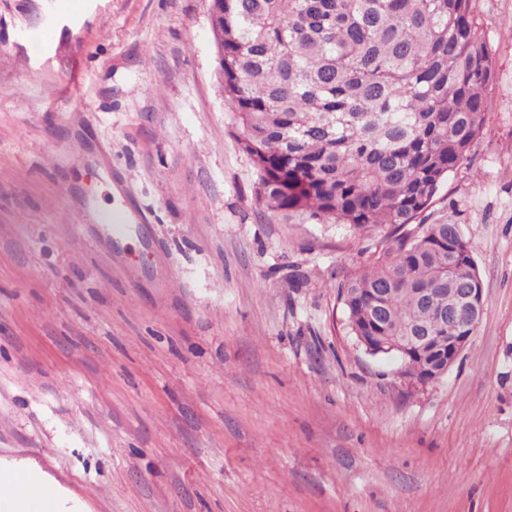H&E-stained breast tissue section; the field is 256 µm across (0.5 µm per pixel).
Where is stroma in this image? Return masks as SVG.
<instances>
[{"mask_svg": "<svg viewBox=\"0 0 512 512\" xmlns=\"http://www.w3.org/2000/svg\"><path fill=\"white\" fill-rule=\"evenodd\" d=\"M471 9L485 123L422 219L485 311L420 385L337 299L389 226L257 202L209 0H0V459L87 512H512V0Z\"/></svg>", "mask_w": 512, "mask_h": 512, "instance_id": "35a3bbf8", "label": "stroma"}]
</instances>
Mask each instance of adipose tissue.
<instances>
[{"instance_id": "ef3b65f1", "label": "adipose tissue", "mask_w": 512, "mask_h": 512, "mask_svg": "<svg viewBox=\"0 0 512 512\" xmlns=\"http://www.w3.org/2000/svg\"><path fill=\"white\" fill-rule=\"evenodd\" d=\"M66 503L63 488L31 464H0V512H66Z\"/></svg>"}]
</instances>
